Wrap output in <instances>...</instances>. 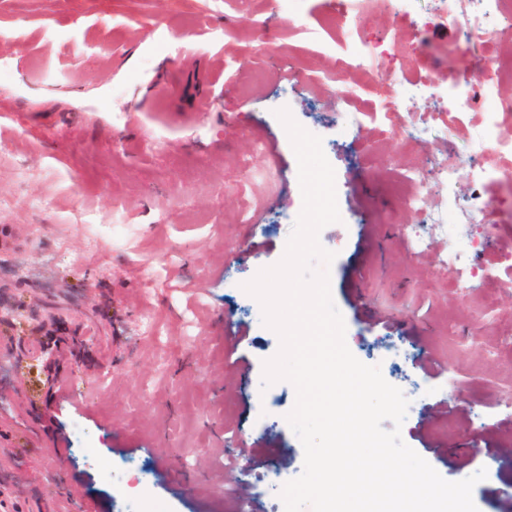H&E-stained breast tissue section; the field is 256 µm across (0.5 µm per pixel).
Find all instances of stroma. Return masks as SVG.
I'll return each instance as SVG.
<instances>
[{"instance_id": "obj_1", "label": "stroma", "mask_w": 512, "mask_h": 512, "mask_svg": "<svg viewBox=\"0 0 512 512\" xmlns=\"http://www.w3.org/2000/svg\"><path fill=\"white\" fill-rule=\"evenodd\" d=\"M359 15L357 26L336 21ZM507 22L468 37L444 0H0V512H77L115 500L165 512H277L269 481L303 471L286 416L296 393L263 383L280 340L243 285L283 257L303 198L290 139L275 115L322 140L340 222L319 233L335 252L330 289L356 358L401 343L384 379L412 398L403 441L449 481L479 469V512L512 500V213L471 210L512 187L508 155H473L471 114L449 147L492 169L459 171L442 195L445 147L420 130L472 60L512 55ZM371 74L342 69L354 42ZM359 84L361 107L428 93L411 135L367 123L339 135L330 78ZM430 207L477 235L479 277L458 285L436 257L413 254L418 215L399 202L406 170ZM429 393L413 392L415 381ZM444 401L453 414H434ZM122 468L107 483L83 451ZM257 454L224 472L225 455Z\"/></svg>"}]
</instances>
